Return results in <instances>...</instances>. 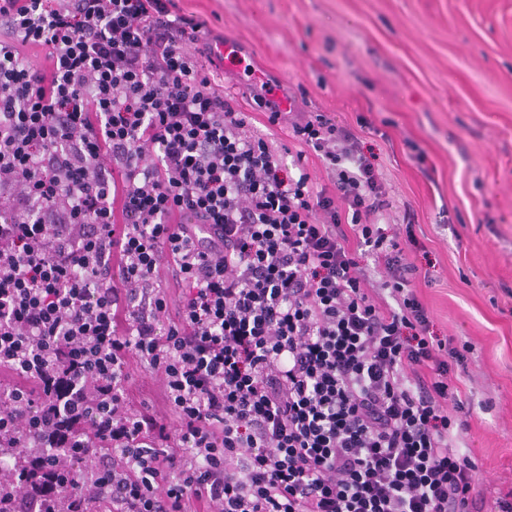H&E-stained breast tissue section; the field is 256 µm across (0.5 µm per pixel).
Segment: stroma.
Returning a JSON list of instances; mask_svg holds the SVG:
<instances>
[{"label": "stroma", "mask_w": 512, "mask_h": 512, "mask_svg": "<svg viewBox=\"0 0 512 512\" xmlns=\"http://www.w3.org/2000/svg\"><path fill=\"white\" fill-rule=\"evenodd\" d=\"M179 4L206 20L203 41L242 43L299 111L328 113L374 155L388 224H414L407 253L435 333L471 348L463 449L492 494L511 493L512 0ZM127 372L131 401L174 425L158 375Z\"/></svg>", "instance_id": "obj_1"}]
</instances>
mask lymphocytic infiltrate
<instances>
[{
    "instance_id": "f902f5d3",
    "label": "lymphocytic infiltrate",
    "mask_w": 512,
    "mask_h": 512,
    "mask_svg": "<svg viewBox=\"0 0 512 512\" xmlns=\"http://www.w3.org/2000/svg\"><path fill=\"white\" fill-rule=\"evenodd\" d=\"M206 26L0 0V512H512L456 444L467 357L429 331L360 139L272 84L255 129ZM133 360L176 428L129 400Z\"/></svg>"
}]
</instances>
